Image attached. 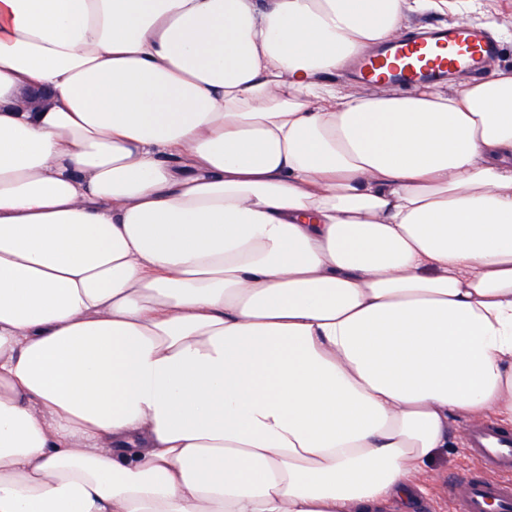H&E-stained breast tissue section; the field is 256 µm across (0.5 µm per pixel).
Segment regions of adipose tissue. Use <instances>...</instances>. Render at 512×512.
Here are the masks:
<instances>
[{"label":"adipose tissue","instance_id":"obj_1","mask_svg":"<svg viewBox=\"0 0 512 512\" xmlns=\"http://www.w3.org/2000/svg\"><path fill=\"white\" fill-rule=\"evenodd\" d=\"M499 0H0V512H414L512 424V69L329 83Z\"/></svg>","mask_w":512,"mask_h":512}]
</instances>
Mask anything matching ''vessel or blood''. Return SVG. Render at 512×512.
<instances>
[{"instance_id":"b4317fda","label":"vessel or blood","mask_w":512,"mask_h":512,"mask_svg":"<svg viewBox=\"0 0 512 512\" xmlns=\"http://www.w3.org/2000/svg\"><path fill=\"white\" fill-rule=\"evenodd\" d=\"M498 52L499 45L490 33L462 22L450 28L419 30L398 43L378 47L353 60L350 74L368 85L433 86L460 70L483 75ZM470 448L494 476L469 475L449 481L453 512H485L490 503L498 512H512V432L485 424L472 430Z\"/></svg>"}]
</instances>
